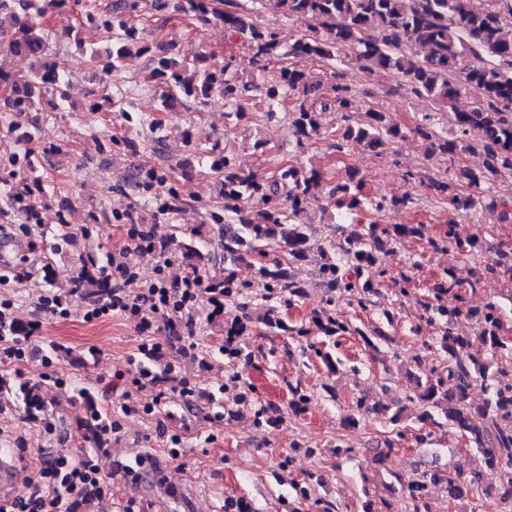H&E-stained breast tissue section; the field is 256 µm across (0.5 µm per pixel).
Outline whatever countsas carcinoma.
Here are the masks:
<instances>
[{
  "label": "carcinoma",
  "mask_w": 512,
  "mask_h": 512,
  "mask_svg": "<svg viewBox=\"0 0 512 512\" xmlns=\"http://www.w3.org/2000/svg\"><path fill=\"white\" fill-rule=\"evenodd\" d=\"M284 18L310 16L319 21L322 31L305 35L288 50L281 51L273 30L254 23L244 14L231 10L235 0H179L177 8L198 22L218 20L228 30L244 37L250 50L248 65L268 79L258 83L244 79L231 63L221 67L202 65L206 52L197 48L191 57L178 60L166 50L140 40L129 19L141 8V0H112L105 10L96 0H0V15L12 16L8 27L0 25V59L25 55L38 59L26 73L12 75L0 67V84L10 87L11 94L0 103V112H60L72 98L71 88L49 62V52L56 35L48 28V19L56 11L71 9L80 14L82 29L93 34L85 41L91 56H97L96 39L112 41V60L104 72L118 76L121 63L134 55H148L151 79L161 90L160 112H169L191 100L203 104L214 94L224 96L231 108L227 118L237 123L247 117L245 104L259 98L269 106L280 103L285 95H295L294 106L288 110V120L298 140H311L328 131L323 115L335 110L340 113L341 127L336 131V152L344 153L351 142H358L377 155L393 149L405 139V134L386 121L385 113L370 110L365 119L350 123L353 91L338 83L331 86L333 96L318 95L320 86L309 83L304 62L319 60L329 67L343 62L352 53L354 60L368 75L381 71H396L406 78L412 93L430 97L436 105L448 104L463 93L474 97V106L455 113V128L451 136L440 134L425 122L416 123L413 132L429 142V152L452 163L476 149L484 152L486 161L478 170H462L466 185L448 176L429 178L442 204L450 211L471 210L475 200L464 189L481 184L504 173L512 175V31L504 21L512 17V0H489L483 7L475 0H258ZM130 103L120 96H103L92 100V112H117L126 121L145 124L150 133L161 129L158 120L134 119ZM477 138H472V134ZM188 150L199 154L201 164L220 177V206L202 205L208 219L220 223L224 218L237 217L238 228L224 237L218 253L194 238L177 242L185 262L173 268L179 280L188 273L209 265L224 263V279L210 281V287L231 300L245 287L260 289L261 299L302 297V285L294 281L281 260H267V250L281 243L286 246L288 263L299 262L312 249L324 257L320 266L322 285L332 292L325 307L315 312L308 323L288 324L278 313L268 308L261 316L266 331L306 339L302 351L320 358L329 370L340 362L330 358V352L309 340L311 328H316L325 340L342 336H357L368 350L382 353L390 337L378 326L358 325L341 315L340 306L373 310L377 305L379 287L387 277L381 255L402 237L419 236V224H381L376 220H353L354 228L337 242L321 244L307 232L302 217L318 196L324 192L336 199L344 215L372 213L379 215L396 207H406L410 198H370L363 192L362 180L351 172L343 179H328L314 167L309 169L285 163L269 177L245 175L237 157L216 146L201 149L189 135H184ZM37 149H27L26 164L7 171L0 177V209L15 207L16 198L32 194V187L45 190L39 174ZM154 186L163 195L161 209L174 210L182 203L180 188L169 180L163 169L140 170L129 182L134 190ZM250 202L253 211L244 212L241 204ZM449 253L473 256L482 247L479 239L462 240L454 226L441 239ZM246 263L252 269L253 282L238 280L233 267ZM460 284L453 278L436 289L426 303L427 325L438 326V336L426 345V350L412 357V367L406 374L414 380L413 393L392 403L354 401L348 420L356 426L362 419L382 418L390 426L394 438L384 441L392 451L405 436L415 445L433 442V427L448 428V433L465 438L478 454L479 467L459 468L446 475L422 471L403 479L396 477L405 493V512H432L428 489L438 484L448 501H466L472 509L492 494L512 503V378L501 379L506 368L502 361L512 358V338L502 335L499 306L490 302L476 313V332L471 336L454 334L455 322L464 314ZM248 313L225 328L224 355L229 358L251 359L233 339L252 330ZM484 383L487 398L475 406L469 391L476 382ZM16 398L30 415L45 409L41 383L21 382ZM415 407L419 414L406 423V412ZM484 423L475 424L474 417ZM87 435L96 440L102 430V415L90 408L85 422ZM497 471L498 486L485 488L481 469Z\"/></svg>",
  "instance_id": "cac0c4a2"
}]
</instances>
